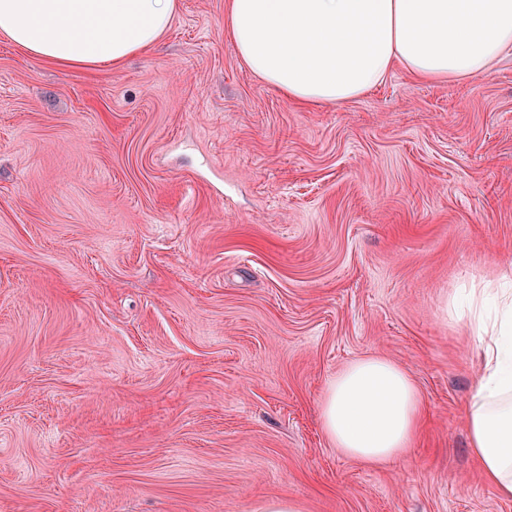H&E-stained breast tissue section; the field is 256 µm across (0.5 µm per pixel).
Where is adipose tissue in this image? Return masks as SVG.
Here are the masks:
<instances>
[{
    "instance_id": "1",
    "label": "adipose tissue",
    "mask_w": 512,
    "mask_h": 512,
    "mask_svg": "<svg viewBox=\"0 0 512 512\" xmlns=\"http://www.w3.org/2000/svg\"><path fill=\"white\" fill-rule=\"evenodd\" d=\"M176 10L177 0H0V36L53 64L117 67L158 46ZM224 23L248 68L302 105L347 103L397 65L425 82L470 79L512 49V0H225ZM448 313L480 348L471 456L512 500V275L461 289ZM422 410L405 369L364 357L328 382L322 430L341 454L385 463L410 448Z\"/></svg>"
}]
</instances>
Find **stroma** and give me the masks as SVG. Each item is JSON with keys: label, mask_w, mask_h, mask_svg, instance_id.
Returning <instances> with one entry per match:
<instances>
[{"label": "stroma", "mask_w": 512, "mask_h": 512, "mask_svg": "<svg viewBox=\"0 0 512 512\" xmlns=\"http://www.w3.org/2000/svg\"><path fill=\"white\" fill-rule=\"evenodd\" d=\"M512 271V53L342 105L256 77L224 0L94 70L0 36V512H512L463 412L450 293ZM380 355L426 424L333 448L320 401Z\"/></svg>", "instance_id": "1"}]
</instances>
